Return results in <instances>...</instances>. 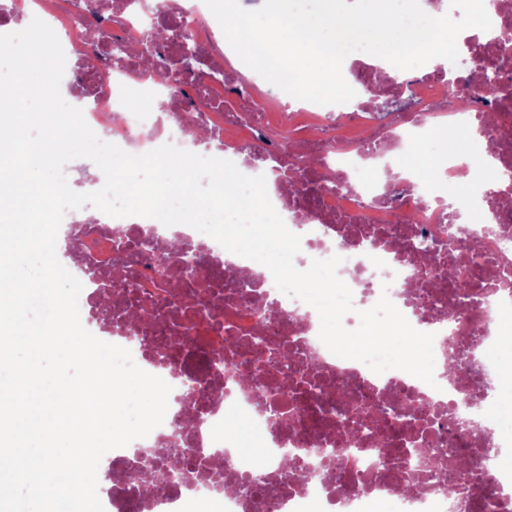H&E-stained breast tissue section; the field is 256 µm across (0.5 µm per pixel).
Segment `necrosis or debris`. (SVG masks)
Listing matches in <instances>:
<instances>
[{
    "mask_svg": "<svg viewBox=\"0 0 512 512\" xmlns=\"http://www.w3.org/2000/svg\"><path fill=\"white\" fill-rule=\"evenodd\" d=\"M0 2V28L19 31L36 17L55 31L64 78L102 141L135 155L166 143L194 153L211 146L249 176L262 152L269 197L302 237L295 267L341 258L337 275L356 307L345 328L385 294L416 330L435 336V385L399 369L374 373L334 356L312 306L211 237L143 216L87 219L85 261L109 269L126 259L112 291L113 344L205 419L197 432L168 416L113 449V512H512V413L483 381L487 373L500 380L512 360V123L490 124L479 105L461 108L460 86L434 70L411 79L401 112L382 114L374 99L345 112L282 104L271 125L267 99L248 96L245 110L233 99L221 27L204 0H87L105 19L98 28L84 23L79 0ZM485 8L493 39L464 42L478 64L512 53V10L504 0ZM162 28L186 29L199 86L175 94L135 76L126 51ZM444 135L452 149L439 148ZM415 143L435 150L430 182L400 167ZM146 237L191 240L196 273L175 261L144 267L135 245ZM421 240L456 256L467 295L431 276L412 248ZM175 340L181 348L164 362ZM241 421L262 437L261 461L235 447L231 430ZM167 437L177 457L221 449L231 485L213 490L206 457L189 479L149 492L144 477L158 478L169 462L137 451ZM423 446L436 472L420 461ZM289 456L297 459L290 472Z\"/></svg>",
    "mask_w": 512,
    "mask_h": 512,
    "instance_id": "1",
    "label": "necrosis or debris"
}]
</instances>
